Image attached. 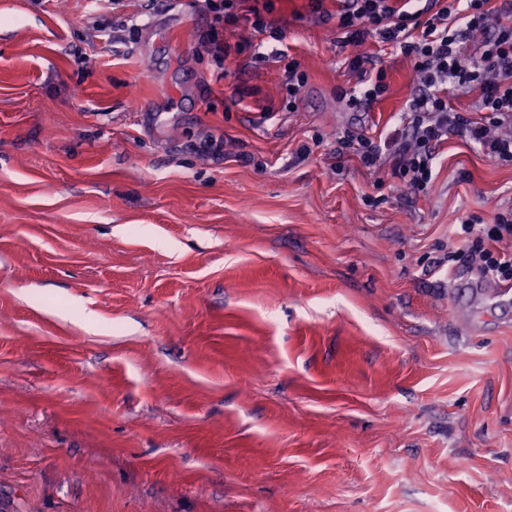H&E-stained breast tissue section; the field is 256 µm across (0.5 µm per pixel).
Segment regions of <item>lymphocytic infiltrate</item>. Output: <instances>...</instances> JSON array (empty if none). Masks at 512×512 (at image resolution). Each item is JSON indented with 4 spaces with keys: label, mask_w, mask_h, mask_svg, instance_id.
Segmentation results:
<instances>
[{
    "label": "lymphocytic infiltrate",
    "mask_w": 512,
    "mask_h": 512,
    "mask_svg": "<svg viewBox=\"0 0 512 512\" xmlns=\"http://www.w3.org/2000/svg\"><path fill=\"white\" fill-rule=\"evenodd\" d=\"M339 29L359 44L369 36L409 57L415 77L409 87L403 125L377 141L362 133L338 137L368 169L390 166L402 187L427 190L448 136L479 146L496 163H512V0H338ZM215 23L245 17L253 34L282 36L270 14L271 0H204ZM349 70L355 79L354 106L372 105L385 93V73L375 57L357 55ZM473 95L475 117L450 107L448 94ZM455 233L479 242V249L452 251L449 262L467 261L487 276L512 282V208L496 209L492 223L465 219Z\"/></svg>",
    "instance_id": "lymphocytic-infiltrate-1"
}]
</instances>
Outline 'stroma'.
<instances>
[{
  "instance_id": "1",
  "label": "stroma",
  "mask_w": 512,
  "mask_h": 512,
  "mask_svg": "<svg viewBox=\"0 0 512 512\" xmlns=\"http://www.w3.org/2000/svg\"><path fill=\"white\" fill-rule=\"evenodd\" d=\"M87 5L0 0V512H512V292L443 262L512 165L452 137L409 198L338 150L413 71L336 0H274L293 99L202 0ZM377 62L375 57L364 55H355L349 60V70L351 76L355 78L354 90L358 89L360 93V97L349 96L348 101L351 105L371 107L385 93L387 85L384 82V69H376Z\"/></svg>"
}]
</instances>
